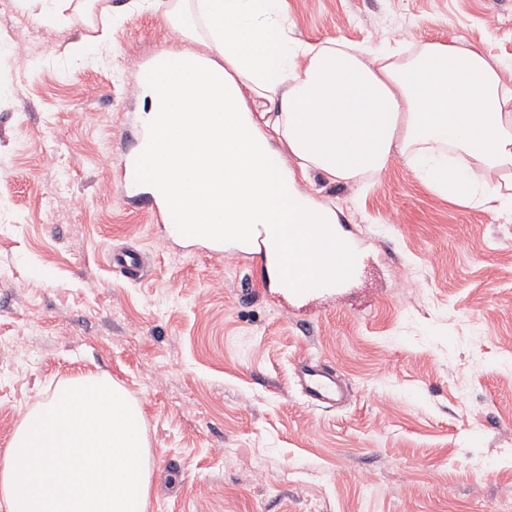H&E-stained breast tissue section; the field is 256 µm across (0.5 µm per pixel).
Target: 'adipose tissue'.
<instances>
[{
  "label": "adipose tissue",
  "instance_id": "obj_1",
  "mask_svg": "<svg viewBox=\"0 0 512 512\" xmlns=\"http://www.w3.org/2000/svg\"><path fill=\"white\" fill-rule=\"evenodd\" d=\"M196 9L221 62L180 55L139 79L154 107L135 170L172 232L265 237L270 280L296 290L318 274L334 222L299 179L359 184L398 155L449 201L512 213V85L500 62L459 41L426 42L406 58L390 45L367 56L337 40L300 41L283 0ZM246 88L259 111L244 107ZM198 196L203 206L192 205Z\"/></svg>",
  "mask_w": 512,
  "mask_h": 512
}]
</instances>
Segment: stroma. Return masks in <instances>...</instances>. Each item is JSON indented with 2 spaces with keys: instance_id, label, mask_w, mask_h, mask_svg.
<instances>
[{
  "instance_id": "1",
  "label": "stroma",
  "mask_w": 512,
  "mask_h": 512,
  "mask_svg": "<svg viewBox=\"0 0 512 512\" xmlns=\"http://www.w3.org/2000/svg\"><path fill=\"white\" fill-rule=\"evenodd\" d=\"M194 7L73 0L51 30L40 0H0V43L26 47L0 52V453L22 410L106 374L143 412L149 512H512V214L448 202L399 156L361 185L302 184L359 275L295 295L256 249L170 235L128 167L150 108L139 76L164 53L218 57L205 30L173 26ZM107 22L95 54L68 52ZM284 22L313 44L407 33L512 60V0H284ZM117 250L143 270L113 267ZM30 313L43 329L24 336ZM304 359L340 367L342 403L301 395Z\"/></svg>"
}]
</instances>
